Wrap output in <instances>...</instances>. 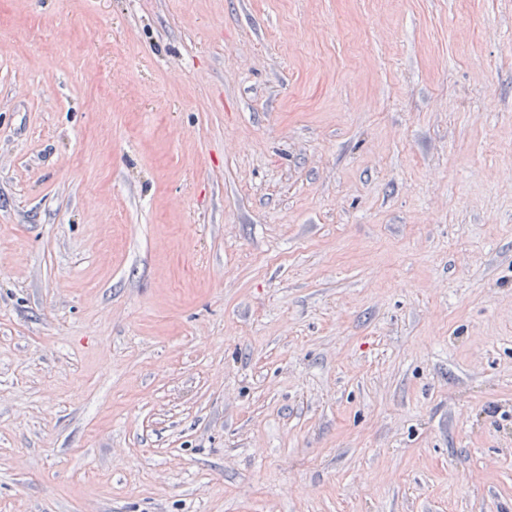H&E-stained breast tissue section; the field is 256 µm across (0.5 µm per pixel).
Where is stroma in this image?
Returning <instances> with one entry per match:
<instances>
[{
    "label": "stroma",
    "mask_w": 512,
    "mask_h": 512,
    "mask_svg": "<svg viewBox=\"0 0 512 512\" xmlns=\"http://www.w3.org/2000/svg\"><path fill=\"white\" fill-rule=\"evenodd\" d=\"M0 512H512V0H0Z\"/></svg>",
    "instance_id": "obj_1"
}]
</instances>
